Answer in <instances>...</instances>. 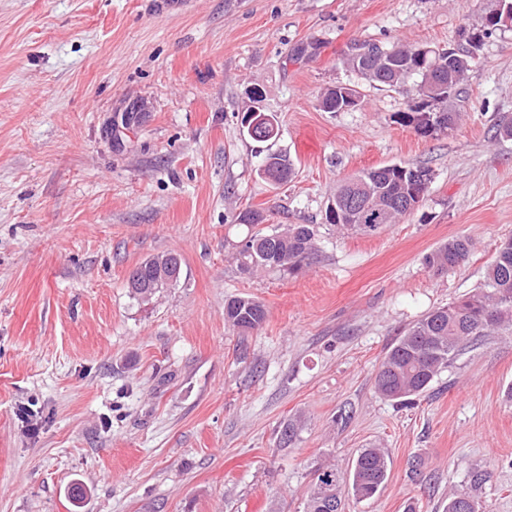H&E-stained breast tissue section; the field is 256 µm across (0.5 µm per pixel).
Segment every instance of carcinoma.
<instances>
[{"label":"carcinoma","instance_id":"cac0c4a2","mask_svg":"<svg viewBox=\"0 0 512 512\" xmlns=\"http://www.w3.org/2000/svg\"><path fill=\"white\" fill-rule=\"evenodd\" d=\"M492 33L486 16L483 29H462L459 37L474 45ZM470 63V52L462 48L387 45L372 39L351 43L342 58V64L368 84L405 94L406 110L395 113L394 119L424 137L456 125L459 113L453 108V100L461 94L460 85ZM352 97L360 98L359 91L339 84L323 94L320 107L326 112H341ZM407 169L409 172L401 176L397 168L387 165L364 169L346 179L326 207V223L366 236L397 223L412 212L407 198L428 190V185L413 181V166ZM259 174L274 184H283L293 175V163L286 154L269 152ZM264 220L262 212L250 208L235 218L245 229L234 252L242 273L279 271L296 275L312 264L319 251L315 225L263 229L260 224ZM471 251L469 240L453 238L429 254L426 263L437 272H446L465 264ZM133 273L140 287L130 294L145 303L161 289L180 281L182 263L171 253L154 255L143 260ZM265 319L266 308L253 297L231 296L224 302V321L241 335L260 329ZM494 334L512 335V237L500 242L478 288L427 312L397 337L378 368L375 388L389 400L410 404L448 367L464 342ZM387 471V457L379 448L361 449L348 470L320 467L316 469L305 512H327L324 499L328 493L333 494L337 512H343L346 495L358 501L369 500L380 491ZM444 512H477L475 496H449Z\"/></svg>","mask_w":512,"mask_h":512}]
</instances>
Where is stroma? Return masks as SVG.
Returning a JSON list of instances; mask_svg holds the SVG:
<instances>
[{
  "label": "stroma",
  "mask_w": 512,
  "mask_h": 512,
  "mask_svg": "<svg viewBox=\"0 0 512 512\" xmlns=\"http://www.w3.org/2000/svg\"><path fill=\"white\" fill-rule=\"evenodd\" d=\"M492 4L0 0V512H305L314 470L369 446L387 479L346 512H443L477 470L480 512H512V336L467 343L412 407L374 386L395 339L512 237V28L474 49L461 119L434 136L341 62L356 39L455 44ZM339 84L359 106L323 111ZM254 85L279 121L266 143L241 131ZM275 151L283 185L258 173ZM390 164L430 169L416 210L372 236L326 224L340 181ZM249 207L316 225L314 263L241 273ZM459 236L465 266L429 269ZM167 252L180 281L133 299L130 271ZM238 295L267 311L247 336L224 322ZM259 174L274 184H283L293 175V163L287 154L270 152L265 155Z\"/></svg>",
  "instance_id": "1"
}]
</instances>
